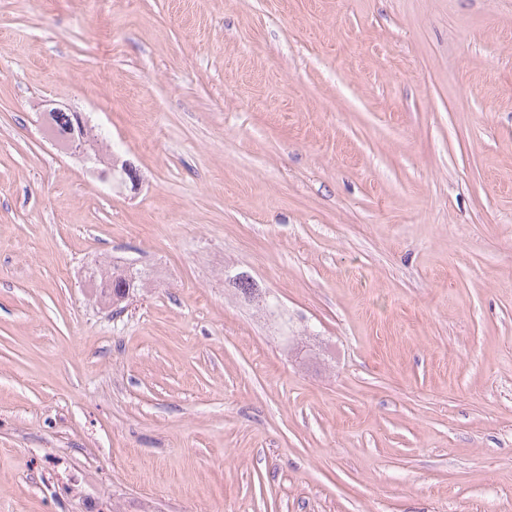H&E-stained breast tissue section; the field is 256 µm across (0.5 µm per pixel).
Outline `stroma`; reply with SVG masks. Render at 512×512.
Returning a JSON list of instances; mask_svg holds the SVG:
<instances>
[{
  "mask_svg": "<svg viewBox=\"0 0 512 512\" xmlns=\"http://www.w3.org/2000/svg\"><path fill=\"white\" fill-rule=\"evenodd\" d=\"M0 512H512V0H0Z\"/></svg>",
  "mask_w": 512,
  "mask_h": 512,
  "instance_id": "35a3bbf8",
  "label": "stroma"
}]
</instances>
